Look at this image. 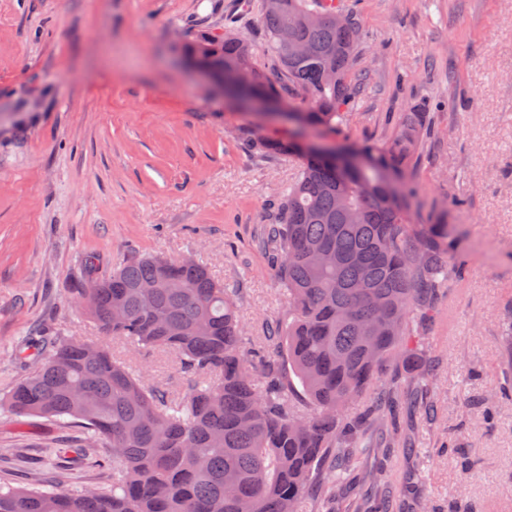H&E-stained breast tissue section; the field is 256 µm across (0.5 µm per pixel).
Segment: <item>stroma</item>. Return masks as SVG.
<instances>
[{
	"mask_svg": "<svg viewBox=\"0 0 512 512\" xmlns=\"http://www.w3.org/2000/svg\"><path fill=\"white\" fill-rule=\"evenodd\" d=\"M360 15L358 92L329 144L387 145L424 106L431 133L411 174L413 224H445L469 260L449 276L412 344L383 470L389 512H512V0H343ZM263 0H0V398L73 337L149 369L169 395L188 378L170 354L134 351L75 304L82 261L99 276L130 253L194 255L234 289L247 337L288 306L261 243L302 161L252 146L289 139L280 119L238 109L183 61L197 31L233 27L261 43ZM433 407L424 418L420 404ZM82 424L0 413V478L27 488L112 482L108 449ZM84 455H76V448ZM69 448V458L49 456Z\"/></svg>",
	"mask_w": 512,
	"mask_h": 512,
	"instance_id": "35a3bbf8",
	"label": "stroma"
}]
</instances>
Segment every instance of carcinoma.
I'll use <instances>...</instances> for the list:
<instances>
[{
    "label": "carcinoma",
    "mask_w": 512,
    "mask_h": 512,
    "mask_svg": "<svg viewBox=\"0 0 512 512\" xmlns=\"http://www.w3.org/2000/svg\"><path fill=\"white\" fill-rule=\"evenodd\" d=\"M339 12L336 0L264 9L267 67L230 30L191 36L185 53L250 72L251 93L282 102L302 140L319 128L334 133L357 92L362 50L359 18L338 27ZM285 29L307 55L280 40ZM427 125L424 108L404 113L386 148H354L363 163L352 171L301 140L253 142L303 158L268 225L288 316L271 325L262 351L245 341L232 289L199 259L132 255L99 280L95 258H85L91 287L77 289L85 313L135 350L174 354L192 385L168 398L144 369L81 339L62 340L46 358L19 349L36 368L0 408L83 421L110 449L112 484L69 493L0 481V512H360L356 499L339 510L337 485L374 449L341 412L364 399L368 412L390 414L394 394L373 385L412 358L414 316L431 317L455 243L446 224H409L404 193ZM318 247L336 262L315 266ZM145 283L156 288L145 292Z\"/></svg>",
    "instance_id": "carcinoma-1"
}]
</instances>
